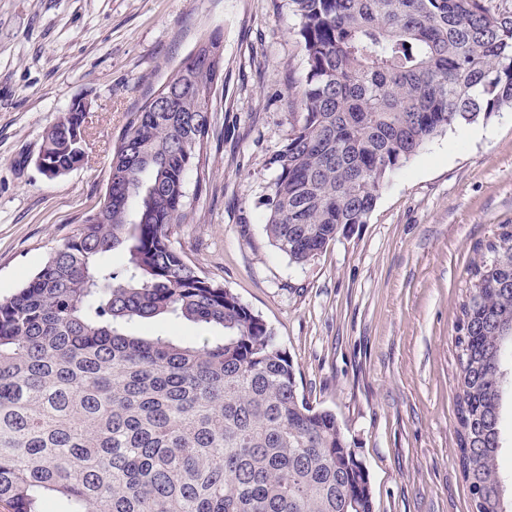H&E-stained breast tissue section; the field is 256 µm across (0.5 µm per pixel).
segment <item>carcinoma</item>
Wrapping results in <instances>:
<instances>
[{
	"mask_svg": "<svg viewBox=\"0 0 512 512\" xmlns=\"http://www.w3.org/2000/svg\"><path fill=\"white\" fill-rule=\"evenodd\" d=\"M306 72L300 118L269 160L264 230L304 264L435 137L512 106L509 0H288ZM204 59L144 102L112 155L103 206L0 298V502L12 512H372L336 415L300 394L288 351L171 237L211 123ZM81 112L40 148L54 179L85 158ZM120 250L125 262L108 261ZM471 269L456 407L478 512H512L499 462L512 395V225ZM147 320L197 336L139 335Z\"/></svg>",
	"mask_w": 512,
	"mask_h": 512,
	"instance_id": "obj_1",
	"label": "carcinoma"
}]
</instances>
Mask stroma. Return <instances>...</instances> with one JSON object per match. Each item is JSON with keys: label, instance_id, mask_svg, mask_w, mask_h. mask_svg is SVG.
Wrapping results in <instances>:
<instances>
[{"label": "stroma", "instance_id": "obj_1", "mask_svg": "<svg viewBox=\"0 0 512 512\" xmlns=\"http://www.w3.org/2000/svg\"><path fill=\"white\" fill-rule=\"evenodd\" d=\"M288 0H0V296L103 201L130 112L221 35L203 174L173 225L185 260L274 330L313 406L332 411L373 512H472L458 463L455 336L469 271L512 225V108L429 142L305 265L263 231L267 162L306 68ZM86 101L85 160L50 179L47 128Z\"/></svg>", "mask_w": 512, "mask_h": 512}]
</instances>
